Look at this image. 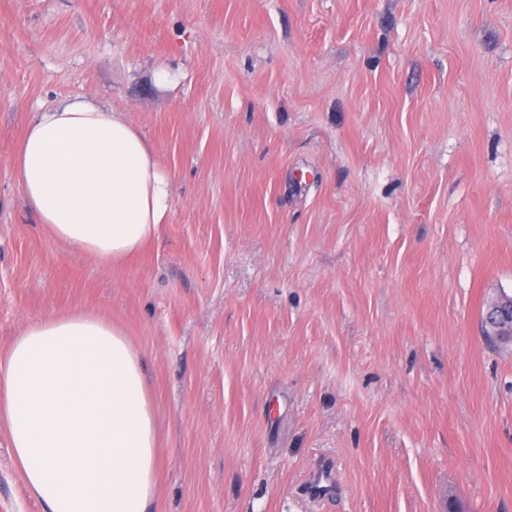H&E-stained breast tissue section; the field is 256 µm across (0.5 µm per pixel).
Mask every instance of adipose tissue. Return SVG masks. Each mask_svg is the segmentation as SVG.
I'll use <instances>...</instances> for the list:
<instances>
[{"label":"adipose tissue","instance_id":"obj_1","mask_svg":"<svg viewBox=\"0 0 512 512\" xmlns=\"http://www.w3.org/2000/svg\"><path fill=\"white\" fill-rule=\"evenodd\" d=\"M14 176L53 239L108 268L167 223L173 179L125 113L86 98L36 113ZM0 432L42 512H154L159 431L144 357L85 310L30 322L0 347Z\"/></svg>","mask_w":512,"mask_h":512}]
</instances>
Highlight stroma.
<instances>
[{
  "label": "stroma",
  "instance_id": "stroma-1",
  "mask_svg": "<svg viewBox=\"0 0 512 512\" xmlns=\"http://www.w3.org/2000/svg\"><path fill=\"white\" fill-rule=\"evenodd\" d=\"M125 112L175 183L106 271L28 211L35 113ZM512 0H0V346L148 357L157 512H512ZM0 512H41L0 436ZM503 295L508 297L502 296V298L498 299L487 312L486 319L490 325L499 327L493 335L498 336V338L502 339L504 342L496 341L494 336L487 335L486 338L508 349L512 348V297L507 294ZM490 314L492 315L489 316Z\"/></svg>",
  "mask_w": 512,
  "mask_h": 512
}]
</instances>
